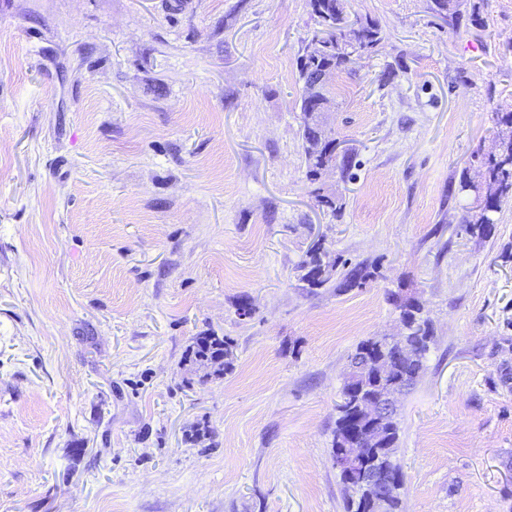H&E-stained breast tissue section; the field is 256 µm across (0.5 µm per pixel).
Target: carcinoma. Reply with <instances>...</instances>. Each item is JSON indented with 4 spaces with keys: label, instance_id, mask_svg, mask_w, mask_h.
I'll use <instances>...</instances> for the list:
<instances>
[{
    "label": "carcinoma",
    "instance_id": "cac0c4a2",
    "mask_svg": "<svg viewBox=\"0 0 512 512\" xmlns=\"http://www.w3.org/2000/svg\"><path fill=\"white\" fill-rule=\"evenodd\" d=\"M311 7L316 18L326 23H341L347 16V0H311ZM430 10L448 18L452 25H460L466 10L465 0H430ZM355 29L343 33L336 29V39L330 42L327 53L320 57L306 55L301 51L296 59L299 78L304 81L306 95L302 96L301 112L303 114V151L307 168V178L311 181L319 179L321 170L336 164L337 156L333 153V134H321L308 122L311 111L318 102L334 98L333 87L320 84L311 88L314 75L324 69L333 68L339 72L350 62L346 51L347 40H353L365 55L376 52L383 40L379 24L373 20L354 21ZM493 121L498 128L495 148L487 153L476 152L480 193L476 197L479 213L469 222L467 231L484 239L493 235L494 221L491 214L498 211L501 204L512 199V111L499 109L493 112ZM300 281L304 287L314 292L320 288L336 285L339 289L361 288L375 275V267L359 263L354 266L338 257H331L322 242H314L305 252L298 266ZM400 317L405 320L409 329L411 342L418 351V357L411 364L392 372L388 380L405 389L412 388L425 369L427 355L431 349V328L426 319L421 316V308L412 307L404 301L398 305ZM374 338L365 339L356 346L348 356V372L336 402V421L333 438V448H341L345 444V429L353 410L355 397L349 391L350 380L355 375L356 367L364 357L378 351ZM235 344L228 336L215 334L196 336L189 346L187 359L200 368L215 365L220 360L222 371L229 372L234 367ZM401 420L390 423L384 439L383 466L385 479L389 483L388 500L385 512H400L401 490L403 478L396 459ZM338 477L344 490L345 512H369L368 506L359 495L358 480H348L344 471H338Z\"/></svg>",
    "mask_w": 512,
    "mask_h": 512
}]
</instances>
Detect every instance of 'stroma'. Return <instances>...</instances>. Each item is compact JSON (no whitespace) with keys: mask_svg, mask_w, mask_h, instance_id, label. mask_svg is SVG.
<instances>
[{"mask_svg":"<svg viewBox=\"0 0 512 512\" xmlns=\"http://www.w3.org/2000/svg\"><path fill=\"white\" fill-rule=\"evenodd\" d=\"M473 2L349 0L384 39L332 80L349 174L312 182L310 0H0V512H343L346 359L400 289L434 331L402 512H512V201L480 240L458 191L512 108V0ZM316 240L378 278L308 292ZM208 333L235 360L203 380ZM430 10L448 18L451 25H461L466 10L464 0H430ZM235 344L228 336H217L215 334L196 336L189 346L187 359L199 368L220 365L221 371L227 373L234 367ZM224 359L215 363V359Z\"/></svg>","mask_w":512,"mask_h":512,"instance_id":"obj_1","label":"stroma"}]
</instances>
